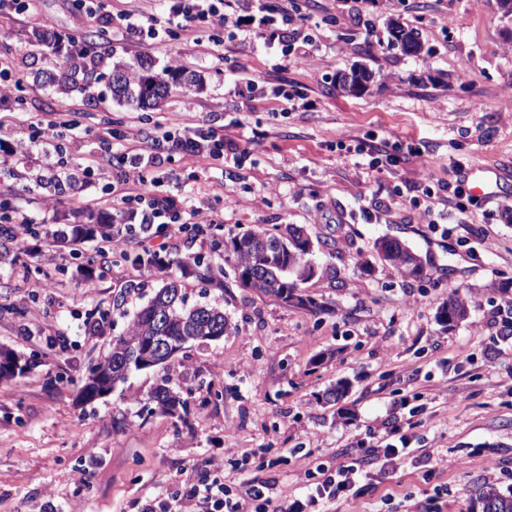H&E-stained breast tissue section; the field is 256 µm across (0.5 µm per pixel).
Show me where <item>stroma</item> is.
Wrapping results in <instances>:
<instances>
[{
	"label": "stroma",
	"instance_id": "stroma-1",
	"mask_svg": "<svg viewBox=\"0 0 512 512\" xmlns=\"http://www.w3.org/2000/svg\"><path fill=\"white\" fill-rule=\"evenodd\" d=\"M292 2L313 40L301 63L291 42L269 44L245 31L231 39L200 18L175 27L169 0L129 4L157 18L149 44L134 28L111 25L120 0H102L91 14L75 0L0 8V58L13 92L0 101V138L27 146L33 173L82 179L106 154L118 173L121 133L135 127L152 138L178 122L251 141L252 150L235 163L176 150L149 165L159 193L177 207L224 213L223 224L199 238L173 237L175 258L217 260L213 240L258 226L297 224L327 243L313 256L319 277L298 288L322 304L317 313L241 287L232 263L220 285L180 264L187 305H220L232 332L186 345L166 370L131 373L91 404L80 398L79 379L128 326L112 313L113 299L125 294L134 310L164 274L146 276L120 260L88 277L66 246L42 250V262L56 269L45 289L36 275L0 266V347L32 363L0 381V512H141L208 478L210 461L228 478L267 480L299 497L310 459L336 467L405 423L412 447L433 450L431 465L405 462L330 512H472L477 487L512 493V339L500 336L503 299L493 289L512 281V215L504 213L512 207V16L497 0ZM392 17L418 30L422 53L388 46ZM47 21L62 35L105 30L115 59L141 57L156 71L176 62L201 73L204 87L154 112L118 105L102 83L60 97L44 85L47 62L27 40ZM208 37L210 52L201 45ZM356 65L371 72L369 87L343 95L336 76ZM35 118L45 143L64 145V167L42 146L29 147ZM373 137L421 154L370 171L356 149ZM458 161L486 171L493 188L480 209L449 213L444 233L394 191L428 170L447 178ZM264 194L268 202L256 205ZM1 199L68 233L86 210H111L112 182L56 196L0 178ZM383 235L420 255L423 278L379 257L373 243ZM455 292L470 299L469 317L446 328L437 313ZM103 310L111 317L99 330ZM164 373L192 391L186 420L152 409ZM340 381L346 395L328 400Z\"/></svg>",
	"mask_w": 512,
	"mask_h": 512
}]
</instances>
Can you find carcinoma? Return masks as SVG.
<instances>
[{
  "label": "carcinoma",
  "instance_id": "carcinoma-1",
  "mask_svg": "<svg viewBox=\"0 0 512 512\" xmlns=\"http://www.w3.org/2000/svg\"><path fill=\"white\" fill-rule=\"evenodd\" d=\"M387 31L390 45L399 47L407 54L421 52L422 43L414 29L392 18L388 22ZM103 40V30L89 32L81 37L80 48L64 52L60 41L56 40L47 25L33 30L28 36L29 44L39 53L43 48L52 46L58 62L54 69L44 72V75L56 93L62 96L74 92L85 93L105 79L116 102L139 110H160L171 95L203 88L204 77L197 72L168 67L159 73L141 60L134 64L123 60L110 63L102 51ZM371 76L372 73L365 68L353 69L349 73L340 74L336 86L347 96H358L365 92ZM34 182L38 186L46 184L52 187L57 196L76 194L85 187V183L72 176L53 178L46 183L37 177ZM298 229V225L287 224L278 233L258 227L236 234L229 239L230 245L224 247V259L233 261L236 268L244 263L252 265L258 276L249 288L286 304L292 299L293 292L298 290V285L313 278L311 256L314 250L328 246L327 241L318 239L312 248L304 247L306 241L295 236ZM74 235H96L104 243L112 237V219L98 215L91 226L75 228ZM286 235L292 241L288 242V251L278 256L270 257L250 248L243 249L250 239L264 238L273 243ZM19 236L18 225L12 222V218L1 214L0 240L13 244ZM374 249L392 266L409 276L417 277L423 273L420 257L397 238L381 237L375 241ZM194 265L198 277L205 282H218L224 276L223 267L215 266L200 256L194 258ZM468 313V300L457 295L440 308L437 318L442 325L451 326L466 320ZM122 315L128 318L127 331L112 339L108 353L88 367L81 381L80 394L85 402L97 400L126 380L127 373L121 362L128 360L131 368L139 369L138 360L146 353L154 354L151 347L158 336L166 337L169 354L145 365L147 369L164 366L171 359L172 353L181 350L189 342L205 343L233 330L220 308L209 304L186 306L181 283L174 278L169 279L138 310L131 314L124 311ZM6 354L12 358L13 366L0 368V380H11L23 375L29 368L28 361L11 349L6 350ZM151 399L156 408L165 414H188V399L171 387L170 379L166 376L161 377L156 384ZM474 504L480 507L481 512H512V496L503 495L493 487L485 486L476 490Z\"/></svg>",
  "mask_w": 512,
  "mask_h": 512
}]
</instances>
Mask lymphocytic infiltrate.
I'll return each mask as SVG.
<instances>
[{
	"label": "lymphocytic infiltrate",
	"mask_w": 512,
	"mask_h": 512,
	"mask_svg": "<svg viewBox=\"0 0 512 512\" xmlns=\"http://www.w3.org/2000/svg\"><path fill=\"white\" fill-rule=\"evenodd\" d=\"M122 162L123 175L117 182L120 197L112 214V242L117 252L124 253L131 245H139L148 257V270L163 271L170 266L167 243L170 234L223 223L221 213L181 211L169 197L155 192L152 181L144 174V137L139 129L127 131ZM464 173V166L458 164L444 180L426 174L407 200L421 208L427 219L448 210L464 214L480 208L481 200L472 194ZM409 445V437L402 434L397 443L358 449L348 463L336 468L313 464L306 471L311 485L303 499L282 498L265 481L229 483L219 472L210 481L192 485L184 496L174 501L162 500L147 506L146 512H306L309 506L359 494L370 477L366 469L370 461H379L382 471L397 470L411 453Z\"/></svg>",
	"instance_id": "f902f5d3"
}]
</instances>
